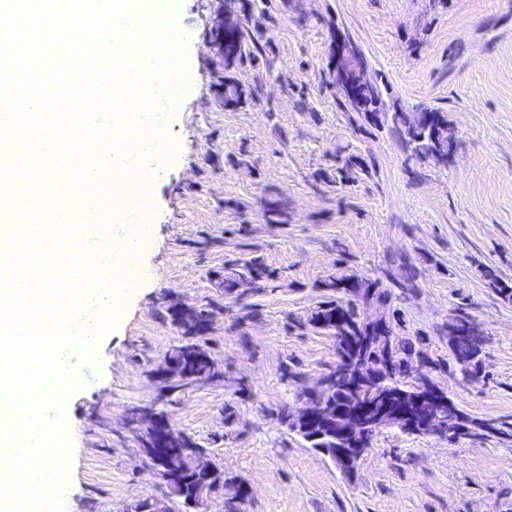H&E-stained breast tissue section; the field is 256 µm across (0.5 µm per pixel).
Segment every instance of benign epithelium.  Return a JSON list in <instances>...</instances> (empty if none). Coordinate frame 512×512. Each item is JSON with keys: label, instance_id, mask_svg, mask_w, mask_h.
Here are the masks:
<instances>
[{"label": "benign epithelium", "instance_id": "1", "mask_svg": "<svg viewBox=\"0 0 512 512\" xmlns=\"http://www.w3.org/2000/svg\"><path fill=\"white\" fill-rule=\"evenodd\" d=\"M331 80L336 87L345 88L358 93L369 86L372 77L366 57L349 37L338 31L334 35L332 46ZM385 317L384 312L377 308L366 309L365 321L371 326L360 337V343L350 357H343L329 372L320 376L312 387H305L297 393L295 405L288 407V428L297 433L312 425H320L326 435L334 439H345L354 447V451L346 448H322L320 453L328 457L336 468L344 475L353 472L351 456H360L363 451V439L372 431L379 433L385 428L400 426L407 423L406 408L411 403L426 406L421 428L429 435L440 436L450 424L449 410L451 402L448 393L436 385L429 376L430 362L421 353L405 359L397 350L393 337L386 335L379 320ZM456 334L466 335L473 352L481 353L486 342L485 332L481 325L474 322L459 325L454 329ZM375 348L379 353L380 372L367 368L364 351ZM407 368L418 386V394L412 398L398 391H382L378 389L380 378L398 368ZM348 390L354 397L365 394L378 396L386 406L375 409L372 406L352 410L337 409L329 395L338 390ZM131 421L140 432L142 455L151 461L159 478L166 482V476L160 470V461L155 458L159 449L168 443L183 437V432L174 429L168 421L152 409H143L132 414ZM192 464L201 473L205 482L191 491L190 507L194 512H208L206 504L209 498L221 491L219 481L215 480L219 466L208 461L200 448H189Z\"/></svg>", "mask_w": 512, "mask_h": 512}]
</instances>
